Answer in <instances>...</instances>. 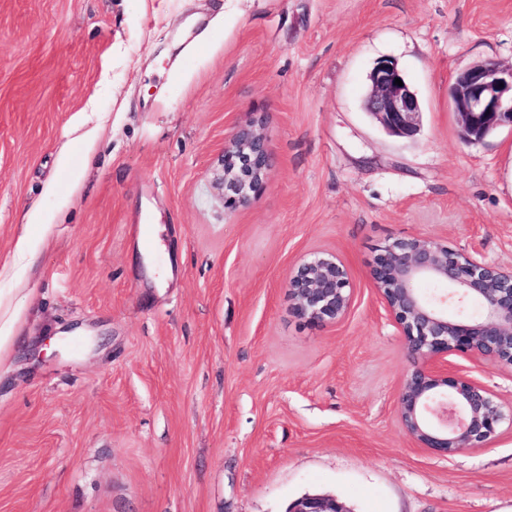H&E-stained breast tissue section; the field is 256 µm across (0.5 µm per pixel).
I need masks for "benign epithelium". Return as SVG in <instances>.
Instances as JSON below:
<instances>
[{"mask_svg":"<svg viewBox=\"0 0 512 512\" xmlns=\"http://www.w3.org/2000/svg\"><path fill=\"white\" fill-rule=\"evenodd\" d=\"M393 60L370 73L366 111L390 135L420 130L417 94ZM461 139L479 143L512 127V65L485 61L460 72L450 88ZM270 161L265 139L241 129L224 147V205L234 211L263 188ZM371 279L400 327L413 369L398 397L407 433L423 448L448 457L494 438L512 421L482 384L448 374V356L476 354L512 365V271L433 240L395 238L378 249ZM295 313L313 324H336L352 305L350 272L334 252L303 258L288 278ZM289 512H348L336 497L307 495Z\"/></svg>","mask_w":512,"mask_h":512,"instance_id":"7a95c632","label":"benign epithelium"}]
</instances>
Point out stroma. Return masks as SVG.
Returning <instances> with one entry per match:
<instances>
[{"mask_svg":"<svg viewBox=\"0 0 512 512\" xmlns=\"http://www.w3.org/2000/svg\"><path fill=\"white\" fill-rule=\"evenodd\" d=\"M385 58L414 137L364 109ZM484 61L512 0H0V512H512V425L447 458L404 429L370 278L398 237L512 270V129L463 142L449 93ZM249 124L270 168L230 212ZM316 251L350 269L335 325L288 299ZM448 372L512 408V366ZM270 161L265 139L242 128L224 147V205L235 211L263 188ZM289 512H347V510L334 496L307 495L299 499Z\"/></svg>","mask_w":512,"mask_h":512,"instance_id":"obj_1","label":"stroma"}]
</instances>
